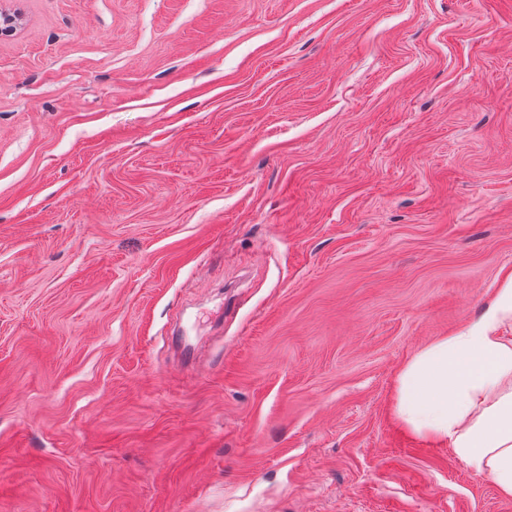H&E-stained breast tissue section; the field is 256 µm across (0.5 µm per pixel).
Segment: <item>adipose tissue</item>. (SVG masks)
I'll use <instances>...</instances> for the list:
<instances>
[{
	"instance_id": "obj_1",
	"label": "adipose tissue",
	"mask_w": 512,
	"mask_h": 512,
	"mask_svg": "<svg viewBox=\"0 0 512 512\" xmlns=\"http://www.w3.org/2000/svg\"><path fill=\"white\" fill-rule=\"evenodd\" d=\"M397 411L512 498V274L477 319L419 350L399 376Z\"/></svg>"
}]
</instances>
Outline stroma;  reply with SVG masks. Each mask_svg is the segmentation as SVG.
Masks as SVG:
<instances>
[{"label": "stroma", "mask_w": 512, "mask_h": 512, "mask_svg": "<svg viewBox=\"0 0 512 512\" xmlns=\"http://www.w3.org/2000/svg\"><path fill=\"white\" fill-rule=\"evenodd\" d=\"M0 512H512L395 414L512 270V0H0Z\"/></svg>", "instance_id": "stroma-1"}]
</instances>
